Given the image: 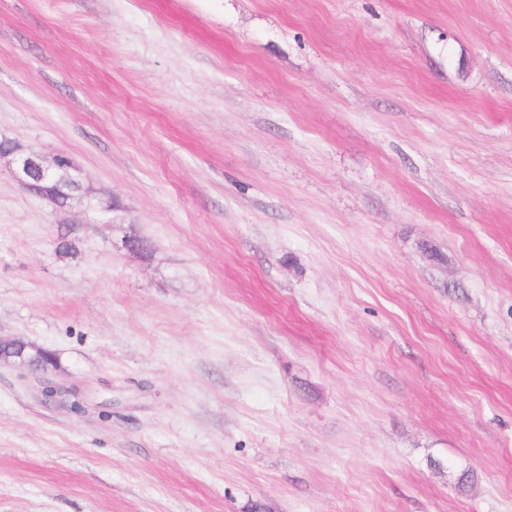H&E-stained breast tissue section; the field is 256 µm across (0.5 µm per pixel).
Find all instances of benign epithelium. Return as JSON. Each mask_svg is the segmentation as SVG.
Wrapping results in <instances>:
<instances>
[{"mask_svg": "<svg viewBox=\"0 0 512 512\" xmlns=\"http://www.w3.org/2000/svg\"><path fill=\"white\" fill-rule=\"evenodd\" d=\"M2 156L11 157L13 176L22 187L59 207L69 206L74 201H83L90 208L98 205L110 210L113 207L110 201L93 202L84 186L81 169L65 156L57 155L50 159L38 151L24 149L11 142L0 145ZM49 355L50 352L46 350L17 342L14 344L12 364L36 380V389L42 397L66 406L72 389L55 381L52 376L54 365L47 361Z\"/></svg>", "mask_w": 512, "mask_h": 512, "instance_id": "benign-epithelium-1", "label": "benign epithelium"}]
</instances>
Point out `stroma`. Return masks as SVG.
<instances>
[{
	"label": "stroma",
	"mask_w": 512,
	"mask_h": 512,
	"mask_svg": "<svg viewBox=\"0 0 512 512\" xmlns=\"http://www.w3.org/2000/svg\"><path fill=\"white\" fill-rule=\"evenodd\" d=\"M5 139L0 512H512V0H0ZM11 156L12 172L15 180L28 191L47 199L56 206H70L72 202L85 201L86 206L98 205L112 210L111 201L93 203L88 189L84 186L81 169L65 156L57 155L48 159L42 153L23 149L17 143L6 142L0 145V157ZM13 348L14 359H11V363L36 380L38 393L45 399L67 406L73 390L61 385L53 378L54 365L46 360L51 353L25 342H15Z\"/></svg>",
	"instance_id": "35a3bbf8"
}]
</instances>
